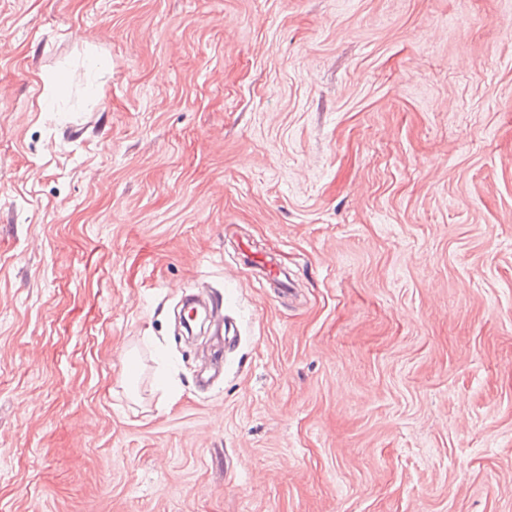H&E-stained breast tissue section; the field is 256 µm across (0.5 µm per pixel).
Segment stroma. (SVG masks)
Masks as SVG:
<instances>
[{
  "label": "stroma",
  "instance_id": "stroma-1",
  "mask_svg": "<svg viewBox=\"0 0 512 512\" xmlns=\"http://www.w3.org/2000/svg\"><path fill=\"white\" fill-rule=\"evenodd\" d=\"M0 512H512V0H0ZM238 246L241 250V254H243L247 259V263L255 271L259 279H264L266 281H283L281 276L287 279L285 273L278 268V266L273 262L272 258L264 257L257 252H252L251 245L248 241H241ZM244 251H250L252 253V257H250Z\"/></svg>",
  "mask_w": 512,
  "mask_h": 512
}]
</instances>
